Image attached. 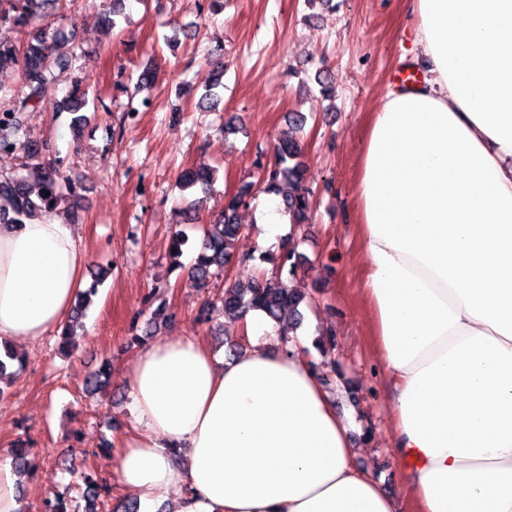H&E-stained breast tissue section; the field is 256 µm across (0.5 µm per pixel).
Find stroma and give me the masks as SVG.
<instances>
[{
    "mask_svg": "<svg viewBox=\"0 0 512 512\" xmlns=\"http://www.w3.org/2000/svg\"><path fill=\"white\" fill-rule=\"evenodd\" d=\"M109 6L110 0H51L37 20L56 33L57 54L73 63L57 72L42 106L26 113L20 137L42 145L41 162L59 163L78 186L75 229L88 268L105 266L110 275L72 356L57 352L52 333L16 343L24 363L0 401V461L20 436L33 440L37 469L21 489L20 512H42L43 502L61 494L79 499L74 474L89 467L109 479L111 501L126 498L113 462L135 426L127 380L140 348L127 338L154 284L165 283L161 298L176 315L161 335L196 336L211 348L247 344L237 323H225L215 336L198 322L204 302L219 303L226 283L217 280L204 292L170 271L168 239L176 231L197 239V226L217 217L225 195L255 179L256 160H270L273 144L293 134L292 112L307 117L305 181L315 191L311 218L296 232L298 250L312 265L294 282L313 296L303 310V333H335L328 355L314 349L307 358L321 378L338 380V410L362 446L359 465L394 495L399 512H414L406 466L393 448L392 382L360 296L367 259L354 208L367 115L379 108L393 73L417 61L406 0H332L312 8L304 0H224L218 14L209 0H126V17L114 28L101 20ZM148 62L157 72L153 105L130 121L124 112ZM219 62L221 102L205 112L198 103ZM321 66L336 74L329 99L314 82ZM78 80L89 104L76 134L72 114L54 106ZM229 113L240 119L238 132L224 131ZM200 166L217 168L211 188L180 191L178 173ZM107 357L110 386L88 395L87 376Z\"/></svg>",
    "mask_w": 512,
    "mask_h": 512,
    "instance_id": "35a3bbf8",
    "label": "stroma"
}]
</instances>
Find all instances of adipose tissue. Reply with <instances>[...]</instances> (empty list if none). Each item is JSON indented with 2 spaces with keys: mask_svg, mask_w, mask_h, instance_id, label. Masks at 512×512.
<instances>
[{
  "mask_svg": "<svg viewBox=\"0 0 512 512\" xmlns=\"http://www.w3.org/2000/svg\"><path fill=\"white\" fill-rule=\"evenodd\" d=\"M418 83L370 113L355 182L363 297L417 512H512V0H409ZM87 252L60 217L0 224V343L60 330ZM218 363L193 336L136 358L114 461L141 512H396L335 399L250 312Z\"/></svg>",
  "mask_w": 512,
  "mask_h": 512,
  "instance_id": "ef3b65f1",
  "label": "adipose tissue"
}]
</instances>
